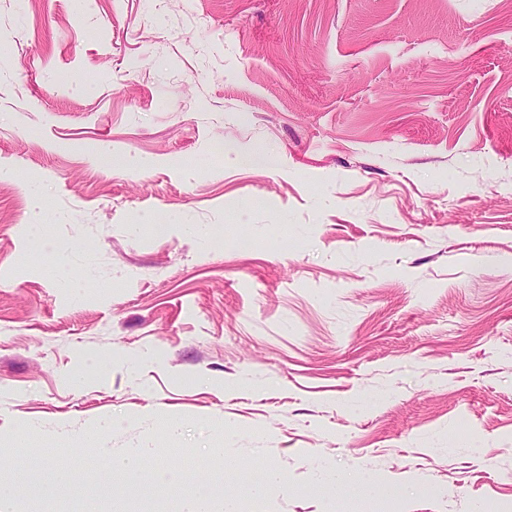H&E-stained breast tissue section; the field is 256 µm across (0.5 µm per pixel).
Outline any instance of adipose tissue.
I'll list each match as a JSON object with an SVG mask.
<instances>
[{
	"instance_id": "1",
	"label": "adipose tissue",
	"mask_w": 512,
	"mask_h": 512,
	"mask_svg": "<svg viewBox=\"0 0 512 512\" xmlns=\"http://www.w3.org/2000/svg\"><path fill=\"white\" fill-rule=\"evenodd\" d=\"M98 434L92 433L82 440L83 447L96 449L101 460V475L106 479H120L136 484L145 473H152L154 480H161L163 469H150L154 459L152 449L143 448L133 454L113 455L98 445ZM38 453L44 464L40 475L33 476L27 471H19L15 480L0 481V512H19L20 490H28L42 500H54L74 492L73 469L60 463V451L51 446L39 448ZM176 512H237V500L222 495L219 486L214 484H192L178 498Z\"/></svg>"
}]
</instances>
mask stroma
Instances as JSON below:
<instances>
[{"instance_id": "stroma-1", "label": "stroma", "mask_w": 512, "mask_h": 512, "mask_svg": "<svg viewBox=\"0 0 512 512\" xmlns=\"http://www.w3.org/2000/svg\"><path fill=\"white\" fill-rule=\"evenodd\" d=\"M23 426L99 512L172 448L239 512H512V0H0L1 479ZM99 433L98 430L82 439V447L94 448L97 452L101 460L99 473L110 481L118 477L129 484H138L154 459L152 448H141L133 454L115 456L105 448H98ZM340 483L349 491L364 495L366 497H378L383 492L396 491L395 489L382 486L380 482L373 480L364 472L355 473L345 480H342Z\"/></svg>"}]
</instances>
